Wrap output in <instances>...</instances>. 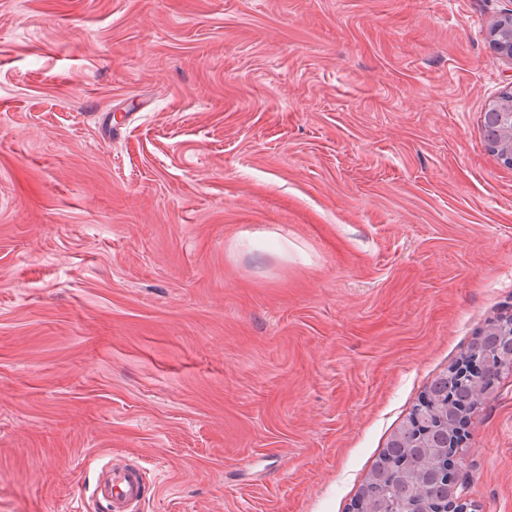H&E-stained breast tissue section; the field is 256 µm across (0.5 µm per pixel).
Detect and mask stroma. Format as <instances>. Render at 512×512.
I'll use <instances>...</instances> for the list:
<instances>
[{
	"mask_svg": "<svg viewBox=\"0 0 512 512\" xmlns=\"http://www.w3.org/2000/svg\"><path fill=\"white\" fill-rule=\"evenodd\" d=\"M512 0H0V512H352L512 316ZM458 477L512 512V372ZM492 43L503 57L512 61V12H508L491 32ZM493 133L490 149L504 164L512 166V92L502 94L488 112L484 120ZM112 456L100 467L103 477L92 493L105 512H138L147 499L146 468L139 464L112 465Z\"/></svg>",
	"mask_w": 512,
	"mask_h": 512,
	"instance_id": "obj_1",
	"label": "stroma"
}]
</instances>
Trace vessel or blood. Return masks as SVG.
I'll return each mask as SVG.
<instances>
[{"instance_id":"vessel-or-blood-1","label":"vessel or blood","mask_w":512,"mask_h":512,"mask_svg":"<svg viewBox=\"0 0 512 512\" xmlns=\"http://www.w3.org/2000/svg\"><path fill=\"white\" fill-rule=\"evenodd\" d=\"M102 479L92 496L101 512H139L148 497L146 469L139 464L117 466L103 463Z\"/></svg>"}]
</instances>
